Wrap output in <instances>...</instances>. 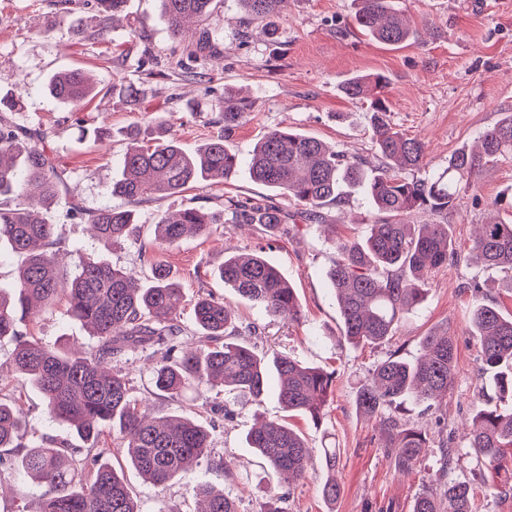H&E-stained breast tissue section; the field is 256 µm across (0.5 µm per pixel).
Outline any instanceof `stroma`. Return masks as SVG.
Here are the masks:
<instances>
[{"mask_svg":"<svg viewBox=\"0 0 512 512\" xmlns=\"http://www.w3.org/2000/svg\"><path fill=\"white\" fill-rule=\"evenodd\" d=\"M397 2L415 34L391 47L356 27L353 0H288L274 20L272 37L260 25L244 24L235 0H219L214 15L201 25L215 50L191 59L171 37L158 0H126L120 26L109 30L87 0L66 7L61 0H0V96L11 90L7 76L18 75L22 100L13 121L49 134L64 185L44 216L56 226L65 269L74 271L81 258L96 256L144 277L151 262L164 264L187 299L204 292L224 298L237 323L260 327L259 345L335 375L319 426L301 414L286 416L272 390L260 404L235 408L230 418L219 411L224 403L220 389L191 388L179 400H155L156 412L164 415L192 412L211 433L213 456L223 457L228 469L221 472L203 463L191 478L157 487L142 479L113 436H105L113 450L110 462L122 470L140 512H195V486L205 481L222 488L238 512H260L270 490L285 496L287 512H411L414 498L432 484L438 445L460 433L471 418L482 363L470 312L485 303L511 315L512 279L475 264L470 248L478 224L488 216L486 202L512 199V156L484 167L448 213L417 211L408 218L412 224L447 225L458 258L434 274L420 305L399 323L394 341L411 361L422 337L450 332L457 341L458 371L435 410L406 406L407 419L419 422L433 439L421 464L406 476L395 472L381 448L377 421L363 417L355 406L359 385L382 353L340 342L342 320L327 279L335 240L363 237L378 218L362 194H353L342 206L325 207L322 223L303 225L291 237L269 238L258 224H216L208 235L171 246L154 242L161 214L188 206L211 213L220 210L225 196L260 200L270 196V189L253 181L243 165L226 185L201 181L184 193L143 201L135 207L131 239L113 246L98 241L69 209L74 199L89 210L112 204L110 189L122 173L131 132L151 140L168 128L188 151L223 134L215 118L225 91L232 89L250 104L246 121L228 140L243 162L266 132L281 127L373 160L367 106L340 90L356 74L387 76L384 97L391 124L423 140L430 167H447L450 156L474 148L483 131L512 112V0ZM72 69L89 71L97 81L96 98L77 109L60 105L45 91L51 74ZM120 82L138 87L140 96L132 101L113 93ZM256 250L291 283L302 310L300 322L283 323L220 279L225 254ZM474 280L480 292L470 289ZM21 329L65 346L93 342L61 304ZM12 348L11 341L0 342V398L21 408L25 441L50 437L77 444L75 434L49 420L41 394L7 369ZM202 398L207 401L203 407L198 404ZM273 419L289 420L310 447L337 448L341 495L335 505L323 500L318 476L287 482L247 447L245 436L253 424ZM471 467L468 457H460L453 475L471 481L473 512H512V463L488 472L483 481L473 479ZM490 482L507 488V495H489L485 486ZM44 492L36 483L20 482L15 472L0 471V512H35Z\"/></svg>","mask_w":512,"mask_h":512,"instance_id":"35a3bbf8","label":"stroma"}]
</instances>
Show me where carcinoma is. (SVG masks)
Here are the masks:
<instances>
[{"label": "carcinoma", "instance_id": "cac0c4a2", "mask_svg": "<svg viewBox=\"0 0 512 512\" xmlns=\"http://www.w3.org/2000/svg\"><path fill=\"white\" fill-rule=\"evenodd\" d=\"M172 38L187 43L196 36L195 23L214 11L217 0H160ZM354 21L378 43L396 46L413 30L395 0H354ZM247 23H263L276 33L272 19L280 16L285 0H237ZM103 20L122 10L124 0H94ZM388 80L382 74L357 75L342 87L351 100L368 102L374 153L382 161L369 176L363 161L337 151L321 140L276 128L257 143L247 162L252 179L293 202L287 210L273 198L255 201L228 196L218 214L194 207L155 224V242L173 245L208 234L212 224H264L277 233L293 234L302 224H316L322 207L341 201L342 187L361 190L381 220L369 225L359 240L336 241V261L329 279L351 344L386 348L361 386L356 402L367 417L381 419L385 448L395 469L413 472L430 448L427 433L404 418L410 401L431 409L455 382L457 345L449 333L426 336L413 362L391 346L398 323L422 301L433 273L457 257L446 224H406L413 211L443 214L453 208L470 180L486 164L512 155V113L483 132L478 149H463L448 159V167L423 177L412 173L428 168L424 142L392 127L382 95ZM95 83L79 69L53 74L47 84L56 102L78 106L91 97ZM19 105L15 95L0 97V243L24 253L27 261L16 276L14 295L0 289V340L13 342L9 366L24 374L44 400L55 424L81 440L64 448L55 440L25 443L20 438V408L0 400V448L17 451L18 462L0 456V469H17L25 480L46 487L38 512H139L131 491L105 461L112 449L100 446L106 432L120 436L122 450L133 467L155 485L185 476L191 464L208 459L224 470V458L209 451L210 431L188 416L158 415L152 405L132 395L130 382L118 367L138 356L151 362L154 395L182 397L191 386L224 388L241 403H259L269 388V372L279 378L278 399L289 412H301L320 423L332 390L333 373L301 364L286 355L272 358L241 340L258 335L253 325H239L224 300L198 297L192 311L198 332L192 348L182 350L179 318L183 288L163 264L152 268L147 281L94 256L82 259L70 276L60 266L55 225L36 213L58 196L61 175L45 131L19 132L7 111ZM247 100L235 91L224 93L216 122L224 135L184 151L173 138L151 144L132 140L122 158V175L112 182L111 194L128 203L181 193L191 184L210 181L218 186L236 175L237 155L227 145L229 134L246 120ZM71 212L92 225L94 236L115 245L129 239L135 212L106 205L86 210L76 200ZM472 256L487 269L512 272V222L495 217L480 226ZM224 285L241 298L265 308L286 323L301 319L294 288L261 252L227 255L219 270ZM66 312L90 329L96 339L84 351L47 343L20 330L22 321L37 316L58 300ZM479 339L482 375L489 387L478 390L475 412L466 423L461 449L472 460V475L501 466L505 448H512V316L493 305L478 304L470 317ZM280 474L306 477L314 457L324 467L322 497L334 502L341 494L336 482L337 449L311 448L297 432L279 421H264L245 437ZM458 449L442 448L430 488L419 494L412 512H472V484L449 477ZM196 494L203 512H237L224 490L200 482Z\"/></svg>", "mask_w": 512, "mask_h": 512}]
</instances>
